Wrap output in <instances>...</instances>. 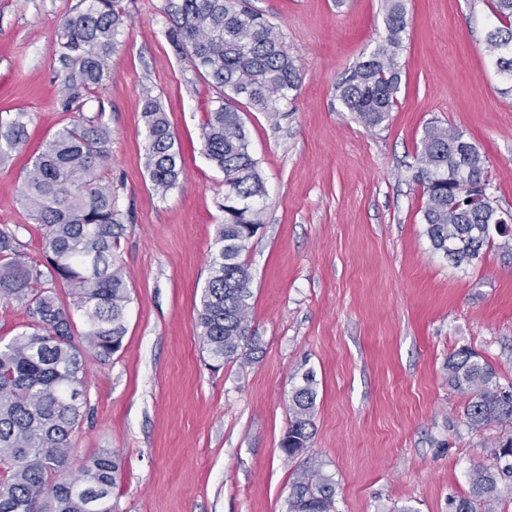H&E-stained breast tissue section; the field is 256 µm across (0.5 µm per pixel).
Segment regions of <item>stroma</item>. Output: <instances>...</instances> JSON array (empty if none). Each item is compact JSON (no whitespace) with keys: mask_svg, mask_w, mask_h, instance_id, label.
I'll return each instance as SVG.
<instances>
[{"mask_svg":"<svg viewBox=\"0 0 512 512\" xmlns=\"http://www.w3.org/2000/svg\"><path fill=\"white\" fill-rule=\"evenodd\" d=\"M251 2L278 26L302 83L276 117L242 114L266 189L264 225L243 253L262 350L214 372L197 307L224 218V175L202 141L216 91L168 40L171 0H122L127 22L103 78L67 110L59 25L79 0H0V113L28 116L26 151L0 163V225H22L30 260L41 258L20 202L31 155L82 117L102 115L112 131L97 178L124 226L114 262L130 301L120 351L86 359L75 454L120 453L118 512H287L299 463L280 441L308 373L309 455L336 482V512H450L504 429H468L448 358L471 349L512 384V249L498 237L461 266L435 250L415 155L429 123L463 131L512 211V93L484 49L489 4L407 0L398 102L369 128L337 99L336 79L380 44L382 0ZM148 94L182 156L163 196L145 168Z\"/></svg>","mask_w":512,"mask_h":512,"instance_id":"35a3bbf8","label":"stroma"}]
</instances>
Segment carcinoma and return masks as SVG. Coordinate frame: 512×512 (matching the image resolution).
<instances>
[{"label":"carcinoma","instance_id":"carcinoma-1","mask_svg":"<svg viewBox=\"0 0 512 512\" xmlns=\"http://www.w3.org/2000/svg\"><path fill=\"white\" fill-rule=\"evenodd\" d=\"M121 0H80L59 35L58 75L62 107L97 85L105 59L125 23ZM486 50L497 72L512 83V0H490ZM386 34L369 58L336 79V97L368 126L381 125L400 89L397 56L407 30L405 0H384ZM169 39L216 89L215 105L202 126L203 151L224 174V223L218 251L201 289L199 338L223 366L253 361L260 351L251 334L252 276L241 259L262 227L266 194L241 117V104L276 115L294 97L301 73L277 27L243 0H179ZM145 166L155 192L174 188L183 175L180 148L155 97L142 108ZM111 139L101 116L59 128L26 168L22 203L37 225L42 260H27L18 228L0 226V300L27 306L32 323L6 341L0 337V512H117L112 489L120 479L118 454L102 450L72 474L74 434L84 417V353L112 358L125 335L126 275L112 263L123 227L112 186L95 180L108 165ZM26 113H0V162L23 150ZM415 179L425 198L423 221L432 247L454 265L472 264L512 224V212L494 206L491 183L480 181L486 158L464 133L426 127L416 154ZM479 196L481 205L468 199ZM69 290V300L54 284ZM84 331L74 339V315ZM448 384L466 395L463 415L471 430L512 425V386L496 382L494 368L469 348L448 357ZM316 390L310 374L293 388L290 421L281 442L290 460L311 442ZM492 466L469 473V495L451 502L452 512H498L499 482L512 480V434L493 443ZM288 512H336V482L305 459L290 484Z\"/></svg>","mask_w":512,"mask_h":512}]
</instances>
